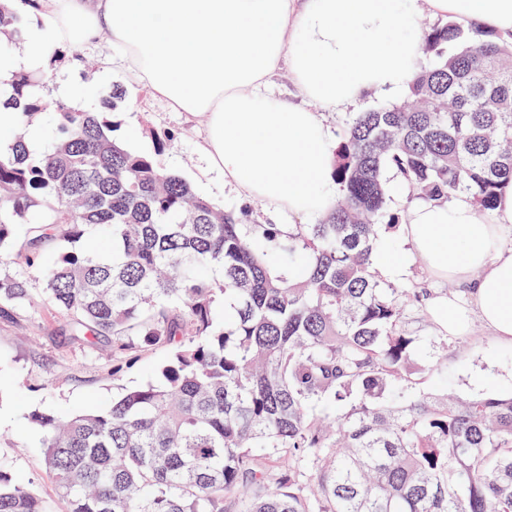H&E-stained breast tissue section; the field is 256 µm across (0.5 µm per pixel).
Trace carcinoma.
Segmentation results:
<instances>
[{
  "instance_id": "carcinoma-1",
  "label": "carcinoma",
  "mask_w": 512,
  "mask_h": 512,
  "mask_svg": "<svg viewBox=\"0 0 512 512\" xmlns=\"http://www.w3.org/2000/svg\"><path fill=\"white\" fill-rule=\"evenodd\" d=\"M21 24L0 0V34ZM424 44L414 104L345 124L315 224L239 223L163 167L175 132L129 152L118 87L96 112L47 103L39 67L0 87L22 125L58 116L41 153L22 130L0 147V317L35 269L82 344L168 352L95 411L33 415L65 512H512V397H408L432 371L408 328L428 291L372 265L394 194L488 212L512 189V43L449 18ZM98 231L110 252L79 246ZM0 512L54 510L0 470Z\"/></svg>"
}]
</instances>
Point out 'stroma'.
Segmentation results:
<instances>
[{"mask_svg": "<svg viewBox=\"0 0 512 512\" xmlns=\"http://www.w3.org/2000/svg\"><path fill=\"white\" fill-rule=\"evenodd\" d=\"M63 81L93 83L102 99L111 96L113 87L123 88L125 97L114 116L118 123L116 136L123 144H135L137 152L150 154L155 147L151 131L180 132L178 144L160 157L164 168L192 181L201 197L240 213L242 223H288V215L271 214L260 201H241L225 188L220 176L200 179L204 165L200 153L203 120L172 111L144 90L128 86L121 57L108 32H101L94 43L80 47L77 57L55 64L47 74L45 97L56 100V89ZM270 90L288 102L321 111L325 126L334 135L353 112L400 105L407 100L403 94L396 98L372 97L352 108L324 111L284 70L273 78ZM477 277L473 271L465 281L434 278L412 255L405 275L396 283L405 286L420 282L430 293L456 295L465 305L470 300V282ZM32 297L31 306L18 318H0V469L21 479L38 497L54 502L57 490L46 472L42 433L32 423V414L52 411L65 415L111 402L121 389L151 380L167 352L160 347L142 351L134 364L114 372L111 344L100 343L96 356L87 358L82 344L69 335L66 320L45 301L40 286H33ZM409 328L413 335L430 339L419 353L423 361L434 366L427 389H445L464 401L512 394V346L498 342L478 318H471L459 336H441L424 315L411 316Z\"/></svg>", "mask_w": 512, "mask_h": 512, "instance_id": "stroma-1", "label": "stroma"}]
</instances>
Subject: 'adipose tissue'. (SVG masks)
<instances>
[{"label":"adipose tissue","instance_id":"ef3b65f1","mask_svg":"<svg viewBox=\"0 0 512 512\" xmlns=\"http://www.w3.org/2000/svg\"><path fill=\"white\" fill-rule=\"evenodd\" d=\"M26 0L36 15L21 47L0 56V79L45 64L53 49L92 42L108 30L129 79L175 111L205 117L206 169L273 211L319 218L336 205V139L320 113L285 103L267 87L280 66L325 108L404 90L423 58L424 29L412 0ZM433 16L512 35V0H429ZM512 190L494 211L466 199L419 204L402 219L413 254L432 275L462 279L475 269L469 307L429 299L444 336L477 315L512 345Z\"/></svg>","mask_w":512,"mask_h":512}]
</instances>
